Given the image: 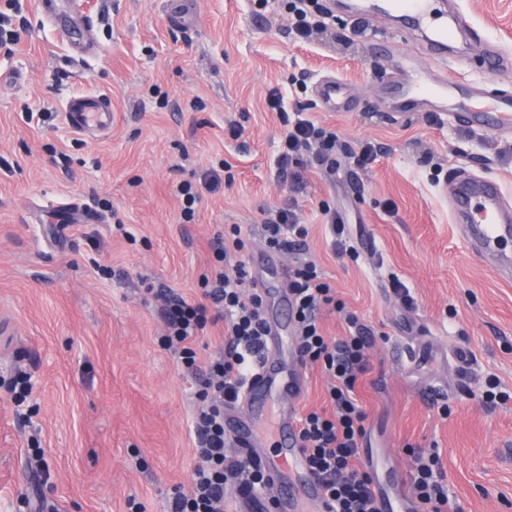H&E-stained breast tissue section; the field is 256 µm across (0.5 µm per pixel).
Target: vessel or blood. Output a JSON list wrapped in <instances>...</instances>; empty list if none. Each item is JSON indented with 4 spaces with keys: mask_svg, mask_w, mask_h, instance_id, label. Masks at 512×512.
<instances>
[{
    "mask_svg": "<svg viewBox=\"0 0 512 512\" xmlns=\"http://www.w3.org/2000/svg\"><path fill=\"white\" fill-rule=\"evenodd\" d=\"M387 4L390 10L404 13L414 26L431 31L429 55L440 65L446 62L449 37L469 26L467 16L459 8H449L447 16H440L435 0H387ZM467 90V85L448 75L434 85L426 84L419 77L409 79L399 75L388 87V104L399 117L415 111L422 101L428 102L432 111L444 112L455 95ZM314 95L326 111L345 112L350 108L348 89L335 77L319 79L314 85ZM497 103L496 112L468 110L459 113L458 118L468 126L492 125L502 132L512 130V97L498 96ZM65 117L72 128L82 133L106 129L112 124V104L101 95H79L70 100ZM457 201V220L470 230L469 241L475 254L512 242V203L498 181L485 177L464 179ZM268 325L266 348L247 381L241 408L226 415L228 436L237 447L259 453L267 443L261 429L267 399L272 392H279L285 401L275 423V431L281 437V453L266 463L275 512H331V503L307 466L299 437L296 401L305 385L304 367L297 358L290 369L281 366L282 347L290 325L276 317L269 318ZM378 487L382 512H419L405 481H382Z\"/></svg>",
    "mask_w": 512,
    "mask_h": 512,
    "instance_id": "b4317fda",
    "label": "vessel or blood"
}]
</instances>
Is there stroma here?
<instances>
[{"mask_svg":"<svg viewBox=\"0 0 512 512\" xmlns=\"http://www.w3.org/2000/svg\"><path fill=\"white\" fill-rule=\"evenodd\" d=\"M477 31L448 49L463 83L512 95V0H459ZM86 27L43 21L34 0H0L14 43L0 45V512H168L197 461L190 432L195 376L164 349L160 290L201 299L217 232L241 229L265 251L264 213L284 205L274 159L284 126L268 106L304 109L334 129L336 173L308 158L294 195L314 259L344 304L320 313L326 336L356 315L373 336L357 384L368 445L409 474L413 452H438L454 512H512V280L477 257L448 207L456 173L497 180L512 200V134L467 128L449 112L391 118L389 75L406 67L397 22H357L328 0L323 30L288 34L283 0H184L185 24L164 0H82ZM389 37V49L369 44ZM508 57L482 65V44ZM345 82L350 112H327L312 89ZM103 95L112 126L75 131L69 100ZM244 128L240 139L229 121ZM381 149L357 166L360 143ZM232 183L181 219L180 184L204 174ZM341 214L358 258L336 255L322 205ZM410 291L412 304L394 292ZM29 378L15 402L5 384ZM498 378L505 398L483 401Z\"/></svg>","mask_w":512,"mask_h":512,"instance_id":"stroma-1","label":"stroma"}]
</instances>
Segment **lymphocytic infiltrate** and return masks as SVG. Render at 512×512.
Instances as JSON below:
<instances>
[{
  "label": "lymphocytic infiltrate",
  "mask_w": 512,
  "mask_h": 512,
  "mask_svg": "<svg viewBox=\"0 0 512 512\" xmlns=\"http://www.w3.org/2000/svg\"><path fill=\"white\" fill-rule=\"evenodd\" d=\"M285 6L291 18L289 32L297 39L308 38L323 27L328 13L323 0H286ZM337 142L335 130L295 113L287 123L275 161L279 174L290 180V192H297L303 184L305 156L311 153L318 162L331 163ZM262 235L268 250L293 252L305 247L308 229L297 222L290 208L282 207L267 213ZM245 250L240 229L217 235L214 254L219 267L202 278L203 301H189L173 289L161 295L166 323L163 342L186 368L196 367L193 344L208 315L224 323V351L197 377L195 396L200 407L192 427L198 462L192 487L187 493L173 492L170 512H233V504L243 502L256 507L270 488L258 460L225 451L224 410L239 403L265 349L266 299L244 258ZM288 290L294 299L298 352L304 364L319 365L330 379L331 412L310 411L298 419L310 468L332 501L334 512H377L373 478L362 463L368 441L367 413L356 394L359 377L369 370V331L352 316L348 336L334 341L324 336L319 314L335 305L336 292L314 262L298 259L289 266ZM409 478L422 512H445L448 483L438 453L417 455Z\"/></svg>",
  "instance_id": "lymphocytic-infiltrate-1"
}]
</instances>
